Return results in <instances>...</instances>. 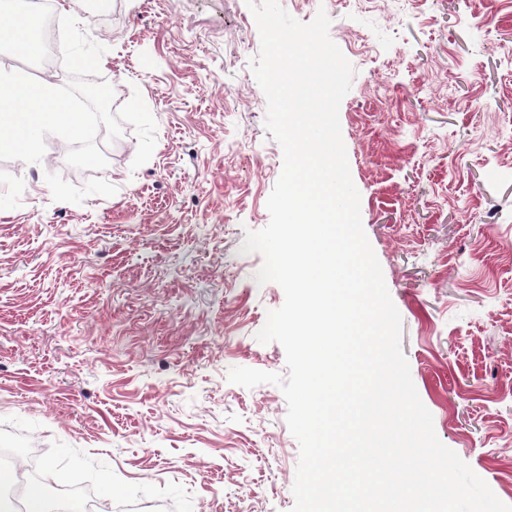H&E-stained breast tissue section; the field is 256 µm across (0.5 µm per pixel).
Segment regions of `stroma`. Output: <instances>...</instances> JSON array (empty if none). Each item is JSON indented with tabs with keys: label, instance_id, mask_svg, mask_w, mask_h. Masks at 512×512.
Segmentation results:
<instances>
[{
	"label": "stroma",
	"instance_id": "stroma-1",
	"mask_svg": "<svg viewBox=\"0 0 512 512\" xmlns=\"http://www.w3.org/2000/svg\"><path fill=\"white\" fill-rule=\"evenodd\" d=\"M318 9L356 70L339 118L361 219L439 440L512 505V0H281ZM106 46L115 105L157 125L133 168L124 125L100 171L0 161V458L11 496L74 487L91 512H291L299 444L260 343L284 292L258 284L247 232L283 150L250 61L245 0H55Z\"/></svg>",
	"mask_w": 512,
	"mask_h": 512
}]
</instances>
